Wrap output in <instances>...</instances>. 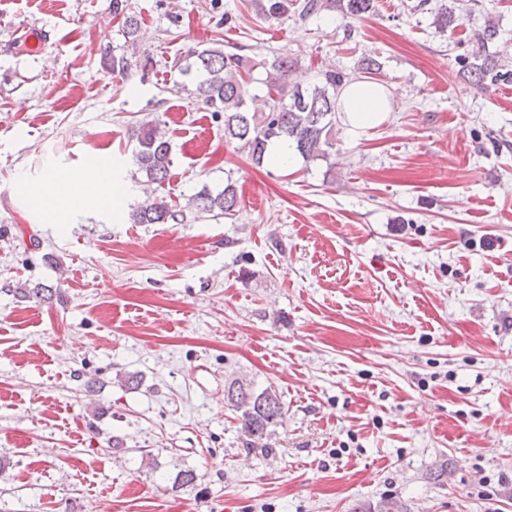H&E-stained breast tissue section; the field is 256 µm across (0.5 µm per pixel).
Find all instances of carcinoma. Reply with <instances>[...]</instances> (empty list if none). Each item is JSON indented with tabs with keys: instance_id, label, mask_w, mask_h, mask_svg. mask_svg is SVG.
I'll list each match as a JSON object with an SVG mask.
<instances>
[{
	"instance_id": "cac0c4a2",
	"label": "carcinoma",
	"mask_w": 512,
	"mask_h": 512,
	"mask_svg": "<svg viewBox=\"0 0 512 512\" xmlns=\"http://www.w3.org/2000/svg\"><path fill=\"white\" fill-rule=\"evenodd\" d=\"M476 0H451V5H442L435 17L436 27L448 32L462 11L460 4ZM341 8L348 18L358 19L375 10V0H269L267 14L278 18L292 9L306 20L325 10ZM500 35L493 20L472 36V49L458 56L457 64L469 84L478 91H488L499 84L512 83V60L503 52H492ZM103 66L114 72L126 74L133 61L125 55L103 54ZM292 61L286 56H276L269 63L265 110L250 109V68L238 54H226L221 47L190 49L184 55L174 57L171 69L187 78L176 82L179 92L188 93L196 102L204 105L216 115L224 117V138L234 140L260 165L268 157V150L282 142L291 145L306 162L327 157L326 149L334 146L333 132L336 128L338 109L337 93L348 76L341 71H327L319 82L303 87L289 85ZM138 148L134 154L136 172L146 177L151 187L147 198L132 211L136 224H182L186 212L200 218L205 214L218 213L230 216L239 206L240 197L235 185L228 183L220 192L214 193L204 187L186 205L174 208L165 197L156 195L169 180L172 166L171 144L158 124L153 121L141 123L135 134ZM57 288L38 286L21 288V298L50 300L58 295ZM228 403L239 412L240 435L248 451L273 452L263 440L270 437V427L278 423L283 413L280 395L270 387L256 391L249 386L234 382L224 393Z\"/></svg>"
}]
</instances>
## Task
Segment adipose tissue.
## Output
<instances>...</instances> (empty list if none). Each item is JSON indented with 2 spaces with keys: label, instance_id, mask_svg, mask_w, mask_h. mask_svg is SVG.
Returning <instances> with one entry per match:
<instances>
[{
  "label": "adipose tissue",
  "instance_id": "ef3b65f1",
  "mask_svg": "<svg viewBox=\"0 0 512 512\" xmlns=\"http://www.w3.org/2000/svg\"><path fill=\"white\" fill-rule=\"evenodd\" d=\"M389 89L364 80L347 84L339 94L351 134L383 122L391 110ZM126 194L125 187L113 180L106 157H93L79 171L54 168L26 186L27 207L31 214L50 224H69L81 214L102 208L114 209Z\"/></svg>",
  "mask_w": 512,
  "mask_h": 512
}]
</instances>
